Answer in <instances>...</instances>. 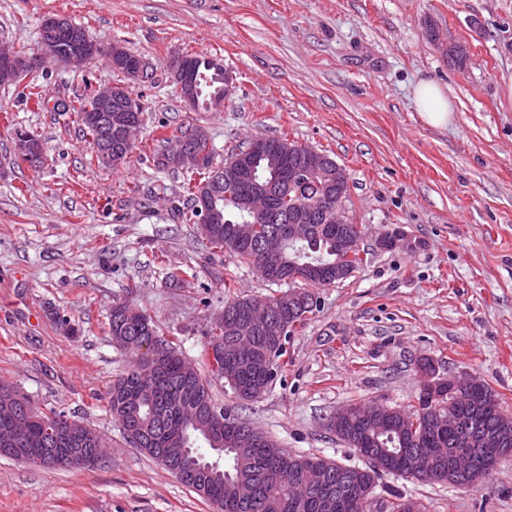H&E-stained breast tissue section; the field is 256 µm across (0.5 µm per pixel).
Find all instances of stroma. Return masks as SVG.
Returning a JSON list of instances; mask_svg holds the SVG:
<instances>
[{"mask_svg":"<svg viewBox=\"0 0 512 512\" xmlns=\"http://www.w3.org/2000/svg\"><path fill=\"white\" fill-rule=\"evenodd\" d=\"M53 15L101 45L121 43L149 77L132 88L137 143L114 168L90 162L76 115L52 108L118 82L105 59L46 61L30 80L38 102L24 82L0 85V380L95 429L110 456L92 470L0 457V512H215L136 448L108 406L113 379L132 363L108 335L113 300L131 297L202 370L210 319L225 301L279 291L177 215L197 173L158 169L154 140L195 126L219 162L256 136L330 155L350 175L345 213L364 233L363 265L314 288L272 386L242 402L214 381L219 405L282 449L347 465L360 458L328 420L354 403L409 407L424 359L437 377L481 378L512 415V106L502 101L512 0H0V41L37 47ZM433 26L466 46L465 68L436 48ZM185 49L231 71L223 108L197 112L181 98L169 64ZM422 79L451 102L447 124L418 112ZM17 128L43 141L40 169L15 155ZM396 229L406 245L377 250ZM189 268L195 278L172 286L170 275ZM373 495L416 498L426 512H512V457L468 488L385 474Z\"/></svg>","mask_w":512,"mask_h":512,"instance_id":"1","label":"stroma"}]
</instances>
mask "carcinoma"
<instances>
[{
	"instance_id": "cac0c4a2",
	"label": "carcinoma",
	"mask_w": 512,
	"mask_h": 512,
	"mask_svg": "<svg viewBox=\"0 0 512 512\" xmlns=\"http://www.w3.org/2000/svg\"><path fill=\"white\" fill-rule=\"evenodd\" d=\"M189 66L197 69L196 82L200 109L203 102L219 91L221 84L206 66L207 56L191 50L181 52ZM92 96L75 97L61 104L59 111L74 112L80 124L96 144L95 131L85 118L86 108L91 105ZM269 153L255 160V173L260 179L270 180L278 173L279 157L288 143L287 137L269 139ZM198 150L205 154V166L199 172L200 178L183 185L190 208L182 213L188 222L197 221L196 207L199 185L211 180L224 169V165L213 166L214 153L208 134L196 141ZM320 184L305 180L298 186L300 195L286 200L281 205L280 217L288 214V205L298 203L309 194H316ZM216 213L210 223L197 225V231L212 249L228 251L248 263H257L258 251L273 238L276 225L255 218L243 209L237 195L223 187L215 200ZM313 240L308 244H294L282 241L276 248L279 272L267 281L276 283L285 274L299 273L303 281L311 286H325L327 277L343 265L359 266L360 252L348 259L336 249V236L354 229L352 224H315ZM280 308L288 322L287 333L295 332L303 324L305 313L312 312L313 294L306 291L302 299L288 302V292L258 298H233L224 303V310L211 319L207 332V343L217 339L230 340L239 344L246 355H261L267 346L266 337L251 323L254 306ZM109 336L112 343L134 358L133 365L120 374L108 392V405L113 417L123 431L128 426L137 428L130 438L141 451L156 459L166 470L172 472L186 461L195 466V476L184 483L197 493L218 503L220 512H247L243 504L257 501L261 504L258 512H424L423 504L413 499H396L381 503L373 510L368 505L357 506L366 493L374 490L383 473L410 477L412 470L409 451L426 453L431 448H452L458 436L466 433L474 424L490 432L504 433L512 442V419H506L497 396L488 384L478 377H466L437 381L439 398L428 402L422 395H416L411 411L419 425L416 435H411L410 426L397 412L387 411L386 423L379 426L366 418V406L351 405V414L342 424L330 427L341 441L361 455L363 466L345 465L333 459L281 451L276 459L264 454L270 437L251 422L223 409L218 419L207 416H191L182 407V399L194 397L205 406L215 405L210 386L211 379L197 372L186 377L185 358L179 346L164 337V333L137 306L127 299L113 302L109 313ZM158 338L165 347L160 351L157 364L149 384L150 394L143 390L144 380L140 374L141 347ZM262 379V372L252 366L237 369L225 382L235 396L243 401L250 400L247 390ZM456 418L460 422L457 433L439 432L430 428L437 417ZM76 427L90 434L96 430L80 421L72 420L63 411L37 410L36 419L30 427L34 436L43 441V447L54 450L61 447L53 435ZM207 447L227 464L214 468V462L200 452ZM477 465L474 474L454 483L456 487H468L487 475L496 465L495 449L476 444ZM30 447L17 443L11 451H1L0 456L25 463L51 467V464L29 458ZM308 480L320 481L327 485L321 494H310L298 498L300 487ZM419 480L423 482H448V458L436 457L430 461L429 472Z\"/></svg>"
}]
</instances>
